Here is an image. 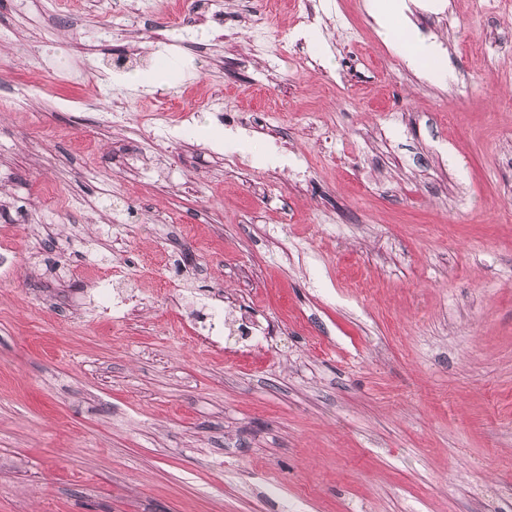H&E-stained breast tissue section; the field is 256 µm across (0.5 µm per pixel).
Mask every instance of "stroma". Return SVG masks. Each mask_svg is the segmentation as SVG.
Here are the masks:
<instances>
[{
    "instance_id": "stroma-1",
    "label": "stroma",
    "mask_w": 512,
    "mask_h": 512,
    "mask_svg": "<svg viewBox=\"0 0 512 512\" xmlns=\"http://www.w3.org/2000/svg\"><path fill=\"white\" fill-rule=\"evenodd\" d=\"M484 2L411 0L442 85L364 0H311L302 42L290 0H0V512H512V0ZM404 45V59L408 66L418 68L432 79L449 80L453 74L439 62L433 47L417 40L409 30L401 33Z\"/></svg>"
}]
</instances>
